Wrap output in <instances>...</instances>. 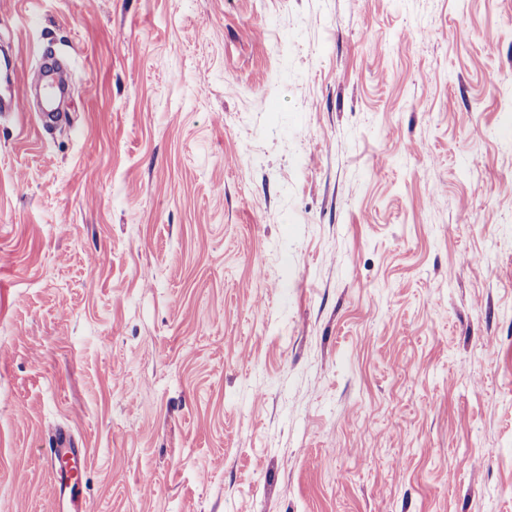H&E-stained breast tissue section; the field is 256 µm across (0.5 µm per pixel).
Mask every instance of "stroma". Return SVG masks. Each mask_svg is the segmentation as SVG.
Instances as JSON below:
<instances>
[{"mask_svg":"<svg viewBox=\"0 0 512 512\" xmlns=\"http://www.w3.org/2000/svg\"><path fill=\"white\" fill-rule=\"evenodd\" d=\"M0 512H512V0H0ZM58 61L55 54L47 52L41 57V64L25 72L18 70L13 58L0 60V116L22 111L27 102L28 90L40 86L46 93L45 100L52 103L61 89L65 95V84L58 83L54 70ZM86 459L87 449L75 448L71 436L65 431L56 432L45 468L53 483L57 511H83L82 478Z\"/></svg>","mask_w":512,"mask_h":512,"instance_id":"stroma-1","label":"stroma"}]
</instances>
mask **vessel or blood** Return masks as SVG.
<instances>
[{"label": "vessel or blood", "instance_id": "obj_1", "mask_svg": "<svg viewBox=\"0 0 512 512\" xmlns=\"http://www.w3.org/2000/svg\"><path fill=\"white\" fill-rule=\"evenodd\" d=\"M58 61L53 53H44L40 65L27 71H19L14 59L0 60V114L8 116L22 111L27 102L28 91L41 87L46 102H53L60 85L55 77ZM87 451L75 447L71 436L56 432L55 441L45 460L54 489L59 512H82L83 473L86 468Z\"/></svg>", "mask_w": 512, "mask_h": 512}]
</instances>
